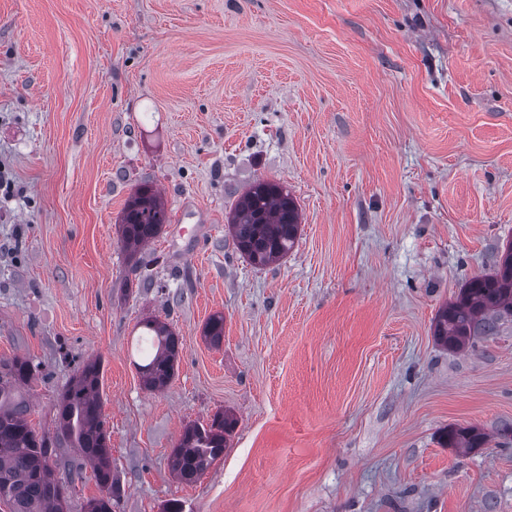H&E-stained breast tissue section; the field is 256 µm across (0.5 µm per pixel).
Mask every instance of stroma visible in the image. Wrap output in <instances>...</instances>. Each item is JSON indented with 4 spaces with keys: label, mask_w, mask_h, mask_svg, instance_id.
Here are the masks:
<instances>
[{
    "label": "stroma",
    "mask_w": 512,
    "mask_h": 512,
    "mask_svg": "<svg viewBox=\"0 0 512 512\" xmlns=\"http://www.w3.org/2000/svg\"><path fill=\"white\" fill-rule=\"evenodd\" d=\"M258 179L301 213L265 267L225 229ZM142 184L169 222L137 274ZM510 243L512 0H0V361L32 362L51 437L101 359L116 512H512V322L464 352L431 330ZM149 316L180 338L160 391ZM224 411L223 458L180 482L184 427ZM56 453L83 512L93 468ZM167 223L161 197L147 184L138 187L127 200L120 221V241L129 258L159 237ZM141 325L147 344L140 354L143 364L135 365L147 390L158 391L168 386L175 374L180 339L169 324L156 317H146ZM445 438L450 448H458L463 452L481 448L491 442L490 436L476 427L448 428Z\"/></svg>",
    "instance_id": "stroma-1"
}]
</instances>
